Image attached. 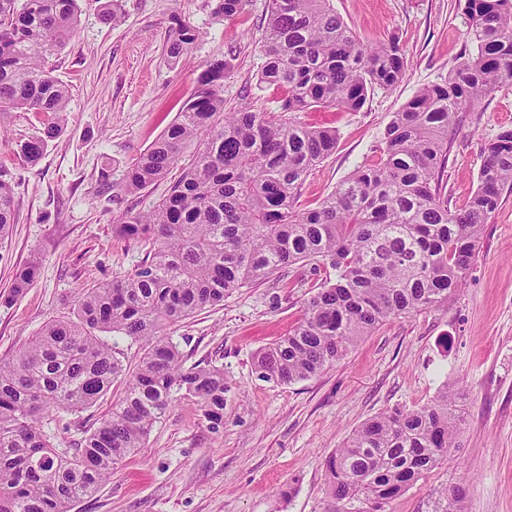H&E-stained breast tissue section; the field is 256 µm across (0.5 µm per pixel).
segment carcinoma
Returning <instances> with one entry per match:
<instances>
[{
  "mask_svg": "<svg viewBox=\"0 0 512 512\" xmlns=\"http://www.w3.org/2000/svg\"><path fill=\"white\" fill-rule=\"evenodd\" d=\"M79 0H0V130L15 111L52 116L43 135L23 142L33 164L66 124L69 89L45 59L76 32ZM472 50L448 81L421 88L383 134L373 165L357 169L314 209L296 207L309 171L336 149L332 128L298 121L314 108L360 111L369 91L404 75L396 40L371 45L332 0H272L261 39L259 80L282 93L275 112L244 103L224 108V55L206 61L174 122L128 169L125 190L161 179L196 141L191 165L151 210L128 212L115 232L146 247L130 274L83 290L69 315L48 322L17 358L0 362V512H72L114 469L145 446L175 402L195 406L224 429V369L185 365L166 330L224 302L237 288L305 260L335 278L315 289L298 325L261 349L259 375L279 384L334 366L390 319L439 307L464 285L484 226L512 187V127L488 144L467 204L448 208L441 173L448 133L460 112L512 86V0H464ZM196 40L175 15L173 64ZM13 223L9 181L0 179V241ZM33 260L17 271L7 304L38 277ZM144 343L133 371L107 335ZM122 398L70 448L43 427L94 406L118 377ZM460 393L443 385L431 402L379 414L325 460L328 512H385L409 485L460 447ZM470 483L448 491V512H464Z\"/></svg>",
  "mask_w": 512,
  "mask_h": 512,
  "instance_id": "cac0c4a2",
  "label": "carcinoma"
}]
</instances>
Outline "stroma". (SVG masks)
I'll return each instance as SVG.
<instances>
[{"instance_id":"35a3bbf8","label":"stroma","mask_w":512,"mask_h":512,"mask_svg":"<svg viewBox=\"0 0 512 512\" xmlns=\"http://www.w3.org/2000/svg\"><path fill=\"white\" fill-rule=\"evenodd\" d=\"M112 20L98 0H80L76 35L48 66L70 93L65 132L26 164L21 141L41 136L48 115L14 112L0 136V174L14 192V222L0 242V296L18 269L39 260L37 280L11 304L0 303V360L7 362L51 319L67 315L80 291L131 272L145 256L112 231L126 212L150 209L168 192L197 147H185L164 179L124 192L132 162L175 120L207 60L232 65L224 106L248 101L276 108L258 80L269 0H244L241 18L217 14L216 0H122ZM344 21L369 43L397 37L407 61L403 79L378 88L358 112L302 113L304 122L335 128L336 150L306 177L298 204L316 207L357 168L377 160L383 133L425 86L447 80L461 62L468 17L459 0H333ZM181 16L196 41L177 64L167 57L169 25ZM512 127V86L460 113L443 174L450 209L477 187L486 145ZM112 184L103 194V181ZM329 268L309 261L240 288L218 306L170 328L187 364L224 370V428L212 432L200 412L174 403L145 448L121 463L94 496L72 512H325L327 456L367 419L430 402L442 384L462 394L460 448L424 474L386 512H448V488L470 480L467 512H512V190L486 224L467 285L447 304L385 322L334 366L291 385L256 372L257 351L301 320L312 289ZM113 382L95 406L46 425L56 447L68 448L122 397Z\"/></svg>"}]
</instances>
